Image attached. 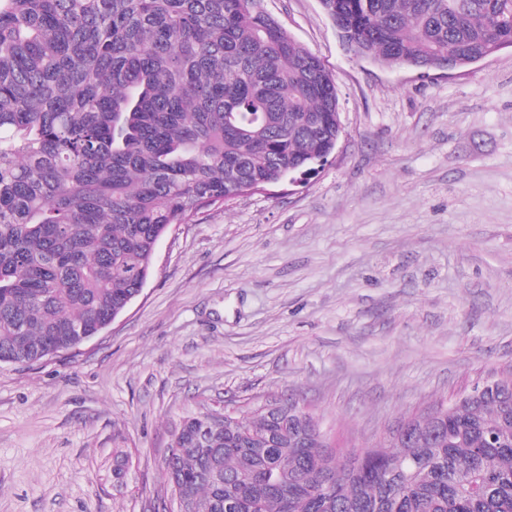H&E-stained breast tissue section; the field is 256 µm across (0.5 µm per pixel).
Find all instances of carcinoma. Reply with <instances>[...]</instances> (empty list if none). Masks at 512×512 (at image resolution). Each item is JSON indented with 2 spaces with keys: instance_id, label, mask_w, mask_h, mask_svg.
<instances>
[{
  "instance_id": "carcinoma-1",
  "label": "carcinoma",
  "mask_w": 512,
  "mask_h": 512,
  "mask_svg": "<svg viewBox=\"0 0 512 512\" xmlns=\"http://www.w3.org/2000/svg\"><path fill=\"white\" fill-rule=\"evenodd\" d=\"M353 55L425 71L512 47V0H320ZM336 84L257 0H0V364L95 336L198 211L327 160ZM343 452L291 400L186 434L197 512H512V376Z\"/></svg>"
}]
</instances>
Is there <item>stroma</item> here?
<instances>
[{
    "label": "stroma",
    "instance_id": "35a3bbf8",
    "mask_svg": "<svg viewBox=\"0 0 512 512\" xmlns=\"http://www.w3.org/2000/svg\"><path fill=\"white\" fill-rule=\"evenodd\" d=\"M260 6L334 78V151L173 225L140 295L77 349L0 364V512H161L190 414L293 393L363 448L512 372V47L387 68L319 0Z\"/></svg>",
    "mask_w": 512,
    "mask_h": 512
}]
</instances>
